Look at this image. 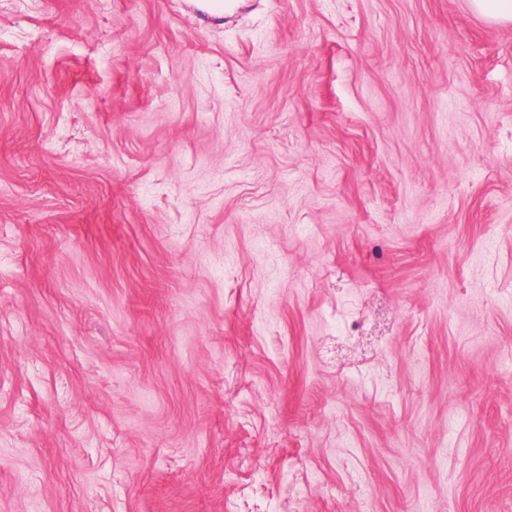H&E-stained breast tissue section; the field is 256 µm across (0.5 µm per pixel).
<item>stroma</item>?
I'll return each instance as SVG.
<instances>
[{"label": "stroma", "instance_id": "obj_1", "mask_svg": "<svg viewBox=\"0 0 512 512\" xmlns=\"http://www.w3.org/2000/svg\"><path fill=\"white\" fill-rule=\"evenodd\" d=\"M0 512H512V22L0 0Z\"/></svg>", "mask_w": 512, "mask_h": 512}]
</instances>
